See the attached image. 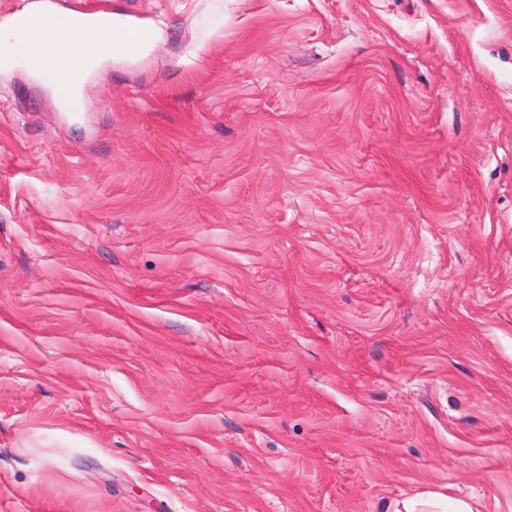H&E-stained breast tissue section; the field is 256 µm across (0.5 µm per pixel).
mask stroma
<instances>
[{"mask_svg": "<svg viewBox=\"0 0 512 512\" xmlns=\"http://www.w3.org/2000/svg\"><path fill=\"white\" fill-rule=\"evenodd\" d=\"M0 0V512H512V0ZM83 13L91 19L102 23H112L113 34L111 38H104L100 34V25L87 23L83 15L62 11L33 3L24 10L16 13L11 19V26L23 30L18 21L28 18L32 14L40 15V22L33 25V36L39 42H44L40 52L34 57L37 65H51L58 71L68 76L74 69L83 72L112 61L131 60L138 55L150 52L155 44L160 41V31L152 30L142 39L134 35L133 31L121 22V17L102 9L85 10ZM97 44L88 49L94 59L87 61L86 51L90 45ZM28 67L35 74H39L37 65L28 59ZM476 498H461L435 492L389 504L386 512H481Z\"/></svg>", "mask_w": 512, "mask_h": 512, "instance_id": "1", "label": "stroma"}]
</instances>
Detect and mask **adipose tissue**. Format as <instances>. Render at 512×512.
<instances>
[{"label": "adipose tissue", "instance_id": "adipose-tissue-1", "mask_svg": "<svg viewBox=\"0 0 512 512\" xmlns=\"http://www.w3.org/2000/svg\"><path fill=\"white\" fill-rule=\"evenodd\" d=\"M39 15L40 21L34 26L33 36L42 42L43 48L34 58L35 64L50 65L59 73L70 74L73 70L83 71L107 62L130 60L150 52L160 41V31L154 30L146 38H139L124 25L120 16H113V34L104 38L99 25L85 22L83 15L57 10L34 4L22 10V17ZM97 45L94 59H87L90 45ZM388 512H480L476 498H461L435 492L402 499L388 506Z\"/></svg>", "mask_w": 512, "mask_h": 512}]
</instances>
